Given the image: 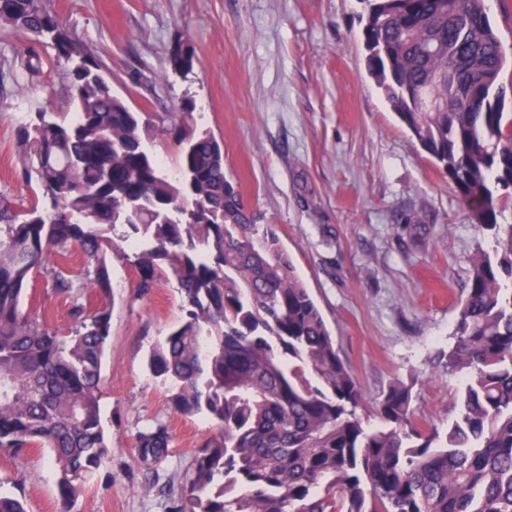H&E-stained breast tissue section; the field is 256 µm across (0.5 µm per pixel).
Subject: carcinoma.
Segmentation results:
<instances>
[{
  "mask_svg": "<svg viewBox=\"0 0 512 512\" xmlns=\"http://www.w3.org/2000/svg\"><path fill=\"white\" fill-rule=\"evenodd\" d=\"M365 64L420 150L454 184L472 223L494 249L470 260L448 349L435 368L464 386L445 437L412 418L413 385L383 391L369 429L356 409L357 376L340 356L323 313L275 224H259L226 173L222 145L191 123L156 126L112 91L96 59L60 26L46 0H0V31L31 35L24 69L52 49L67 65L71 119L29 114L17 128L19 173L50 208L16 211L0 195V450H48L58 512H74L88 477L109 464L100 411L111 330L106 256L138 236V295L174 280L184 316L153 348L148 369L172 381V404L204 409L218 433L202 442L174 512H512V201L509 57L485 0H366ZM198 58L187 40L169 50L183 75ZM432 85L444 112L417 106ZM180 146L178 176L146 147L157 132ZM94 261L70 266L71 247ZM47 273L46 297L68 304L69 324L22 309ZM102 305L90 308V294ZM137 463L156 482L172 434L137 435ZM0 512H27L0 492Z\"/></svg>",
  "mask_w": 512,
  "mask_h": 512,
  "instance_id": "cac0c4a2",
  "label": "carcinoma"
}]
</instances>
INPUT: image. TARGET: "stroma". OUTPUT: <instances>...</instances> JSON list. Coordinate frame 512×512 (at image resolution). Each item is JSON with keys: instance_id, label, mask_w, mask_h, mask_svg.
<instances>
[{"instance_id": "1", "label": "stroma", "mask_w": 512, "mask_h": 512, "mask_svg": "<svg viewBox=\"0 0 512 512\" xmlns=\"http://www.w3.org/2000/svg\"><path fill=\"white\" fill-rule=\"evenodd\" d=\"M59 22L97 59L112 89L135 109L194 124L224 146V164L249 208L277 224L305 284L359 379L358 414L375 411L389 382L414 380L416 420L447 429L462 379L432 362L447 348L472 255L494 243L472 224L448 177L399 123L365 66L363 0H47ZM190 38L199 62L170 73L168 51ZM0 51V195L20 210L35 185L15 175L16 131L27 113L72 112L66 68L13 77L28 40ZM135 250L107 256L111 337L101 372L102 419L112 462L80 494L75 512H170L199 445L217 432L206 414L172 408L171 389L147 357L182 315L174 281L146 297L135 288ZM162 423L173 454L159 481L138 471L140 431ZM0 491L27 512H57L45 450H0Z\"/></svg>"}]
</instances>
